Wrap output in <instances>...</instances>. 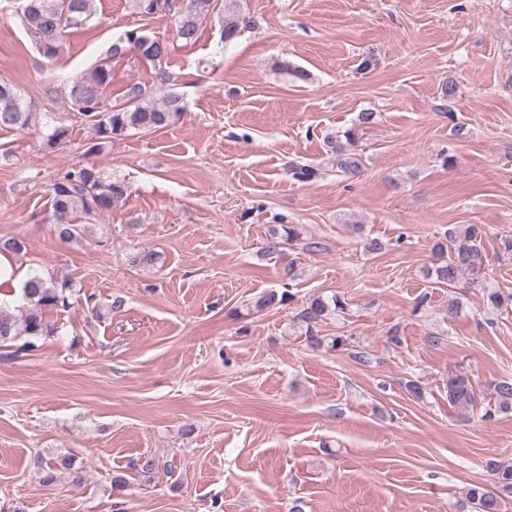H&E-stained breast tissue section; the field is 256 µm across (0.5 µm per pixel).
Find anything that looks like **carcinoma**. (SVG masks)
Instances as JSON below:
<instances>
[{"mask_svg":"<svg viewBox=\"0 0 512 512\" xmlns=\"http://www.w3.org/2000/svg\"><path fill=\"white\" fill-rule=\"evenodd\" d=\"M92 0H22L20 19L32 36L43 56L54 59L60 50L65 33L69 29L86 26L93 18ZM138 14L166 17L175 26L177 37L192 43L203 21L212 12L222 15V39L229 42L244 29L256 25V21L237 8V0H131ZM129 52L157 68L161 80H170L164 67L172 48L168 41L151 36L137 29L126 31L112 43L109 56L100 60L87 73L75 78L69 89L72 111L79 114L97 132L102 140L114 141L132 133L149 134L171 126L183 111L182 98L169 93L158 99L155 91L136 82L127 86L116 101L107 98L112 84V66L109 60L120 58ZM38 127L35 112L21 96L15 84L0 78V129L23 131ZM43 149L51 153L70 137V127L61 121L43 126ZM52 209L58 237L66 242L81 237L84 225L75 223L79 214L90 216L112 211L128 195L126 181L115 175L105 174L96 166H82L59 176L52 185ZM485 228L479 224L467 225L456 237L452 252L444 244L435 246L437 260L428 269V275L436 283L454 288L463 275L473 274L485 265L480 244ZM299 239L294 227L285 234L272 233L264 243L263 253L279 254L283 245ZM24 306L17 316L0 306V348H13L14 355L28 353L38 348V342L55 333L56 327L45 319L49 308H66L69 297L66 288L55 278L41 274L30 276L22 288ZM293 299L284 290H271L255 302L259 311L283 305ZM343 309V302L336 295L317 296L307 302L297 320L305 324L307 342L319 346L322 339L314 335L317 324L333 311ZM495 404L486 410L484 418L492 419L499 413L512 411V381L503 379L494 384ZM475 389L469 375L461 373L448 378V403L461 411L474 406ZM36 463L43 472V482L55 479L56 471L71 466L68 456L38 457ZM491 475L489 483H475L465 488V498L475 512H501L503 494H512V464L491 460L487 464Z\"/></svg>","mask_w":512,"mask_h":512,"instance_id":"carcinoma-1","label":"carcinoma"}]
</instances>
